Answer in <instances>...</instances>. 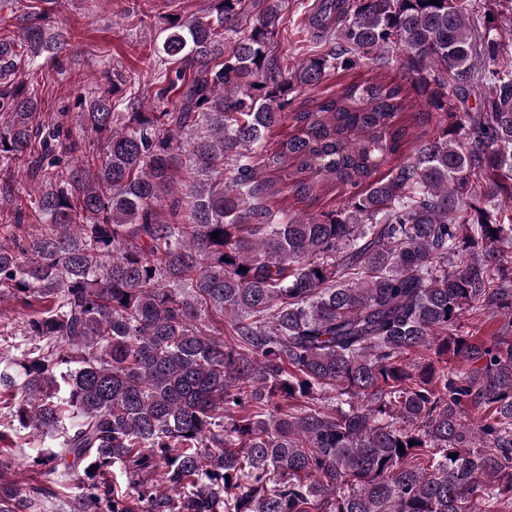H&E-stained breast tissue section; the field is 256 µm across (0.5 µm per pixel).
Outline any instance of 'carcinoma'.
<instances>
[{"label":"carcinoma","instance_id":"obj_1","mask_svg":"<svg viewBox=\"0 0 512 512\" xmlns=\"http://www.w3.org/2000/svg\"><path fill=\"white\" fill-rule=\"evenodd\" d=\"M439 2L317 0L334 46L288 66L280 0H213L163 19L152 111L114 79L53 121L25 77L68 31L40 8L0 36V162L35 180L0 224V303L30 310L0 324V427L53 441V490L0 482V512H501L512 214L475 202L512 205V56L477 61L512 0L482 35ZM396 50L391 79L301 96ZM417 95L435 134L407 156ZM290 191L337 205L275 212Z\"/></svg>","mask_w":512,"mask_h":512}]
</instances>
